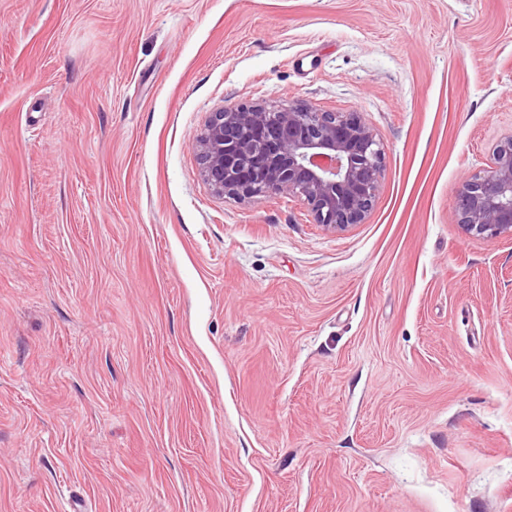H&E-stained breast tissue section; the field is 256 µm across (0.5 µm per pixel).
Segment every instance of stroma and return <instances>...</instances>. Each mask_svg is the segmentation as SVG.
Segmentation results:
<instances>
[{"instance_id": "stroma-1", "label": "stroma", "mask_w": 512, "mask_h": 512, "mask_svg": "<svg viewBox=\"0 0 512 512\" xmlns=\"http://www.w3.org/2000/svg\"><path fill=\"white\" fill-rule=\"evenodd\" d=\"M357 112L342 233L212 192L242 105ZM512 0H0V512H512ZM458 216L467 235L512 236V136L496 147L487 170L462 179Z\"/></svg>"}]
</instances>
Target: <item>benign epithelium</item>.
I'll list each match as a JSON object with an SVG mask.
<instances>
[{
    "label": "benign epithelium",
    "instance_id": "7a95c632",
    "mask_svg": "<svg viewBox=\"0 0 512 512\" xmlns=\"http://www.w3.org/2000/svg\"><path fill=\"white\" fill-rule=\"evenodd\" d=\"M195 147L215 194L301 197L331 233L363 222L383 159L361 116L307 105L222 108L210 113ZM458 216L467 235L512 236V136L496 147L487 170L462 179Z\"/></svg>",
    "mask_w": 512,
    "mask_h": 512
}]
</instances>
